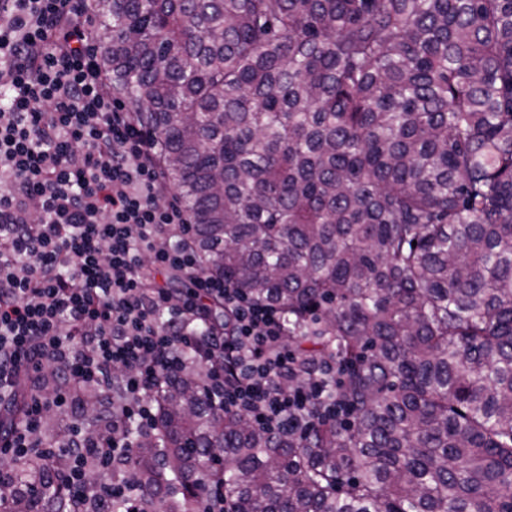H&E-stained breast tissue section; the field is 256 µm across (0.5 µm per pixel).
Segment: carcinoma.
Wrapping results in <instances>:
<instances>
[{"instance_id": "obj_1", "label": "carcinoma", "mask_w": 512, "mask_h": 512, "mask_svg": "<svg viewBox=\"0 0 512 512\" xmlns=\"http://www.w3.org/2000/svg\"><path fill=\"white\" fill-rule=\"evenodd\" d=\"M200 270L330 356L355 429L151 395L143 512H512V0H91ZM28 498L61 500L17 467Z\"/></svg>"}]
</instances>
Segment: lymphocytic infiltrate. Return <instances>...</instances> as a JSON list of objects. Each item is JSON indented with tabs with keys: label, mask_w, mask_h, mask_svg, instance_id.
<instances>
[{
	"label": "lymphocytic infiltrate",
	"mask_w": 512,
	"mask_h": 512,
	"mask_svg": "<svg viewBox=\"0 0 512 512\" xmlns=\"http://www.w3.org/2000/svg\"><path fill=\"white\" fill-rule=\"evenodd\" d=\"M0 8V505L20 493L14 467L36 463L68 512H140L117 465L155 430L150 394L187 354L215 405L260 430H304L312 409L352 429L334 403L338 370L298 378L280 310L203 274L188 215L170 202L152 137L114 99L87 37L89 0H6ZM182 273L175 299L151 273ZM219 301L232 332L214 330ZM121 389L94 435L69 427L42 446L48 413L71 416L86 391ZM98 473L91 482L89 473Z\"/></svg>",
	"instance_id": "f902f5d3"
}]
</instances>
